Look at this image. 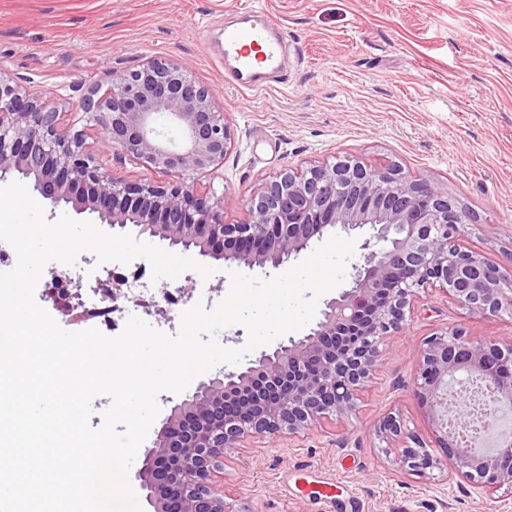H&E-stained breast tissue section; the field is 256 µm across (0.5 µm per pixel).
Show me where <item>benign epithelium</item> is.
Here are the masks:
<instances>
[{
  "label": "benign epithelium",
  "mask_w": 512,
  "mask_h": 512,
  "mask_svg": "<svg viewBox=\"0 0 512 512\" xmlns=\"http://www.w3.org/2000/svg\"><path fill=\"white\" fill-rule=\"evenodd\" d=\"M81 106L101 123L106 150L157 172L208 173L234 148L214 90L171 61L150 58L117 74L110 89L90 90ZM59 116L54 101L0 74V180L16 173L54 207L70 204L114 228L131 224L139 237L249 267L277 268L336 227L370 230L351 287L325 303L308 334L244 371L200 382L172 410L135 474L154 512H226L218 480L225 449L248 437H295L354 411L386 341L427 294L471 314L512 316V270L461 243L466 215L425 178L349 159L288 168L247 200L248 222L226 224L223 199L193 182L110 176L83 151V133L62 128ZM162 118L176 125L179 142L157 130ZM492 358L511 364L512 338L475 339L455 325L423 341L413 391L431 416L440 453H430L400 414L389 412L375 433L399 470L437 469L487 496L512 488V433L503 436L495 425L471 446L457 425H448L450 412L458 421L473 418L464 404L448 405V386L459 372L489 382L497 412L512 411V381L498 379Z\"/></svg>",
  "instance_id": "obj_1"
}]
</instances>
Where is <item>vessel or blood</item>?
Here are the masks:
<instances>
[{"mask_svg": "<svg viewBox=\"0 0 512 512\" xmlns=\"http://www.w3.org/2000/svg\"><path fill=\"white\" fill-rule=\"evenodd\" d=\"M289 53L285 30L263 10H250L224 28V76L237 86L258 89L284 83Z\"/></svg>", "mask_w": 512, "mask_h": 512, "instance_id": "obj_1", "label": "vessel or blood"}]
</instances>
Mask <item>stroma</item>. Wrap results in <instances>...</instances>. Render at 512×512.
<instances>
[{
  "instance_id": "obj_1",
  "label": "stroma",
  "mask_w": 512,
  "mask_h": 512,
  "mask_svg": "<svg viewBox=\"0 0 512 512\" xmlns=\"http://www.w3.org/2000/svg\"><path fill=\"white\" fill-rule=\"evenodd\" d=\"M260 8L299 50L284 85L242 89L224 81L225 24ZM176 62L219 92L235 146L218 170L196 176L199 191L224 198V221H249L247 199L288 167L350 158L398 165L427 178L467 216L463 244L512 267V0H0V70L31 92L55 96L63 126L115 177L169 182L140 161L101 151V126L84 114L89 88L147 59ZM46 265L35 300L68 331L109 330V311L74 318L46 291L61 274L69 291L92 293L77 270ZM153 281L149 262H112L105 288L137 281L138 318L169 334L181 313L228 293V266ZM473 336L512 337V318L472 315L439 294L424 298L407 327L383 348L355 414L299 438L250 439L224 451L228 512H512V490L481 494L467 482L394 471L373 429L395 408L432 440L428 413L413 392L417 350L443 327Z\"/></svg>"
}]
</instances>
